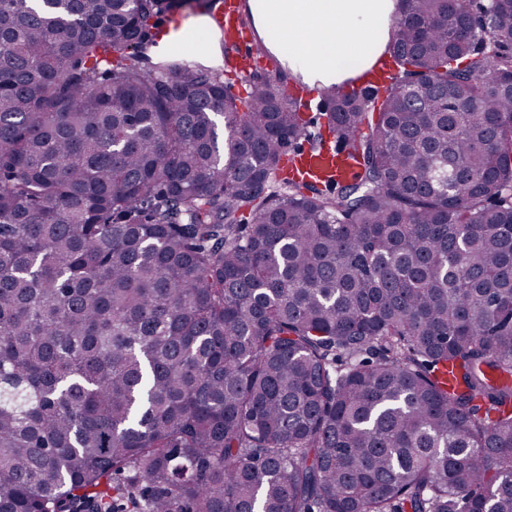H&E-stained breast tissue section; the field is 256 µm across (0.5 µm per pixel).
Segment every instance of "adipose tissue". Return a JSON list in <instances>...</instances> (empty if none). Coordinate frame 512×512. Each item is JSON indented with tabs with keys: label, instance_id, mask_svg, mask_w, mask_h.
<instances>
[{
	"label": "adipose tissue",
	"instance_id": "1",
	"mask_svg": "<svg viewBox=\"0 0 512 512\" xmlns=\"http://www.w3.org/2000/svg\"><path fill=\"white\" fill-rule=\"evenodd\" d=\"M390 0H335L333 16L319 8L281 19L271 15L266 26L274 38H287L289 45L302 48L306 59L320 65V72L309 75L312 83H328L336 70L350 67L372 49L375 30L370 22Z\"/></svg>",
	"mask_w": 512,
	"mask_h": 512
}]
</instances>
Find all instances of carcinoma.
<instances>
[{"mask_svg":"<svg viewBox=\"0 0 512 512\" xmlns=\"http://www.w3.org/2000/svg\"><path fill=\"white\" fill-rule=\"evenodd\" d=\"M170 0H0V512H512V0H405L355 173ZM338 157H343V155L338 152L336 143L324 141L301 147L293 152L290 161L287 157L286 164L294 176L309 179L326 172L336 174Z\"/></svg>","mask_w":512,"mask_h":512,"instance_id":"cac0c4a2","label":"carcinoma"}]
</instances>
